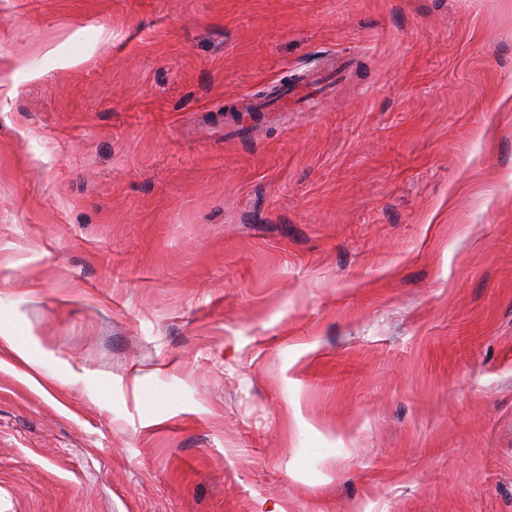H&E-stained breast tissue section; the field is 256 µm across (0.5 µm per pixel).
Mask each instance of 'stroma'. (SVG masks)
<instances>
[{
  "label": "stroma",
  "instance_id": "1",
  "mask_svg": "<svg viewBox=\"0 0 512 512\" xmlns=\"http://www.w3.org/2000/svg\"><path fill=\"white\" fill-rule=\"evenodd\" d=\"M0 57V512H512V0H0ZM327 77L313 74L309 82L302 87L288 89V86L281 91L277 101L269 105L265 102H256L251 112H314L316 100L314 94L323 88Z\"/></svg>",
  "mask_w": 512,
  "mask_h": 512
}]
</instances>
